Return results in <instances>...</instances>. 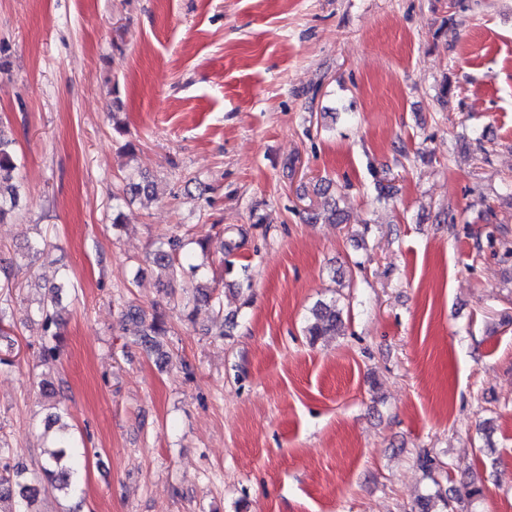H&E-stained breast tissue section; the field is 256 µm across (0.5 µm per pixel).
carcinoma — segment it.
Segmentation results:
<instances>
[{"mask_svg":"<svg viewBox=\"0 0 512 512\" xmlns=\"http://www.w3.org/2000/svg\"><path fill=\"white\" fill-rule=\"evenodd\" d=\"M19 175V158L13 147V141L0 132V223L7 222L13 216L20 196V185L17 182ZM188 242L173 236L161 243L156 250L153 263L161 265L172 275L186 270L194 276L202 268L200 264L183 265L178 257L186 252ZM224 270L227 273H236L239 276L237 287L251 288L252 277L250 265L238 263L227 259L224 261ZM58 292L53 291L44 297L35 309L42 323L44 336L43 352L47 356L57 353V345L53 341L57 338L54 331L56 327V314L54 307L58 303ZM127 317L135 326L134 335L140 337L149 349L157 354H163V336L167 335L158 316L146 321L145 314L139 309H130ZM343 328V308L338 302L320 301L312 310V318L306 326V336L314 344L324 336H338ZM62 415L57 413L48 419V428H57L55 439L57 450L51 452L41 466V475L29 477L26 470L19 469L4 463L0 466V501L11 496L20 499L22 508L18 512H31L29 505L41 490H56L63 494L72 492L77 484L80 472L82 453L77 449L65 425L61 424ZM421 469L432 478L434 490L417 499L415 512H435V503L442 502L443 508H448V498L443 496L440 483L435 475L444 472L445 463L424 454L419 457Z\"/></svg>","mask_w":512,"mask_h":512,"instance_id":"carcinoma-1","label":"carcinoma"}]
</instances>
